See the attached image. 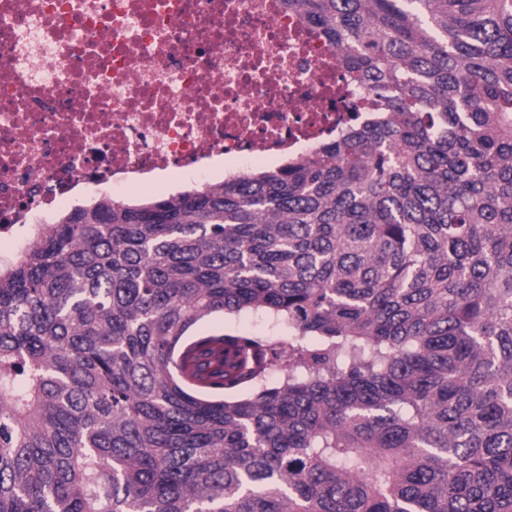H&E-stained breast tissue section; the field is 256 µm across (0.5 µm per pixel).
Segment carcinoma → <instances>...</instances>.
Returning a JSON list of instances; mask_svg holds the SVG:
<instances>
[{"mask_svg": "<svg viewBox=\"0 0 512 512\" xmlns=\"http://www.w3.org/2000/svg\"><path fill=\"white\" fill-rule=\"evenodd\" d=\"M285 2L377 121L0 267V512H512V0ZM240 331H247L256 336H288V328L283 324L274 321L262 312L254 311L240 314H213L198 322L191 334H235Z\"/></svg>", "mask_w": 512, "mask_h": 512, "instance_id": "obj_1", "label": "carcinoma"}]
</instances>
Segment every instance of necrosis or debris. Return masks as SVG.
Listing matches in <instances>:
<instances>
[{"label":"necrosis or debris","mask_w":512,"mask_h":512,"mask_svg":"<svg viewBox=\"0 0 512 512\" xmlns=\"http://www.w3.org/2000/svg\"><path fill=\"white\" fill-rule=\"evenodd\" d=\"M359 99L281 0H0V263L77 193L306 156Z\"/></svg>","instance_id":"necrosis-or-debris-1"}]
</instances>
